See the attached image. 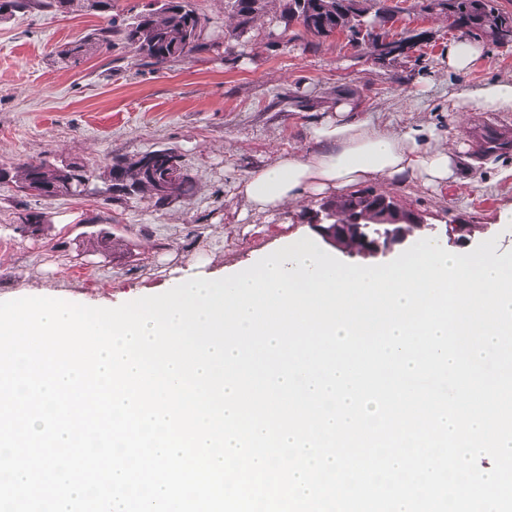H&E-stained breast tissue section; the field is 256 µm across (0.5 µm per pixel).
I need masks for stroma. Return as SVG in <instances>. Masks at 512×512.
I'll use <instances>...</instances> for the list:
<instances>
[{"mask_svg": "<svg viewBox=\"0 0 512 512\" xmlns=\"http://www.w3.org/2000/svg\"><path fill=\"white\" fill-rule=\"evenodd\" d=\"M394 32L421 39L420 55L385 62L339 35L323 42H286L277 11L258 20L231 55L203 52L152 70L135 65L133 51L116 48L64 67L59 46L106 25L107 16L32 10L0 22V163L54 154L102 173L111 155L175 149L195 182L190 201L156 206L148 198L104 202L97 195L45 201L0 183V299L44 296L109 307L161 292L191 266L206 274L249 263L291 236L313 237L305 215L320 201L305 198L272 215L242 217L235 185L282 152L311 148L308 129L349 97L359 117L391 133L429 126L477 152L486 131L512 141V113L474 107L453 111L458 86L477 88L512 79V47L484 44L464 71L449 70L446 51L460 34L445 16L404 0ZM464 180L434 191L422 185L370 182L401 208L432 225V238L463 254L497 239L512 250V151L464 165ZM483 183L482 192L470 187ZM44 215V229L22 231L17 217ZM473 224L465 241L448 237L457 221ZM100 234L117 244L92 250Z\"/></svg>", "mask_w": 512, "mask_h": 512, "instance_id": "stroma-1", "label": "stroma"}]
</instances>
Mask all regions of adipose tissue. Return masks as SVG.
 I'll return each mask as SVG.
<instances>
[{"label": "adipose tissue", "mask_w": 512, "mask_h": 512, "mask_svg": "<svg viewBox=\"0 0 512 512\" xmlns=\"http://www.w3.org/2000/svg\"><path fill=\"white\" fill-rule=\"evenodd\" d=\"M460 112H512V80H495L476 89L451 93ZM348 101L336 103L335 117L314 124L311 152L278 154L268 165L238 183L247 211L270 214L307 197H336L369 181L420 182L441 189L459 179L458 148L434 131L410 128L398 134L382 131L368 118L351 117Z\"/></svg>", "instance_id": "1"}]
</instances>
